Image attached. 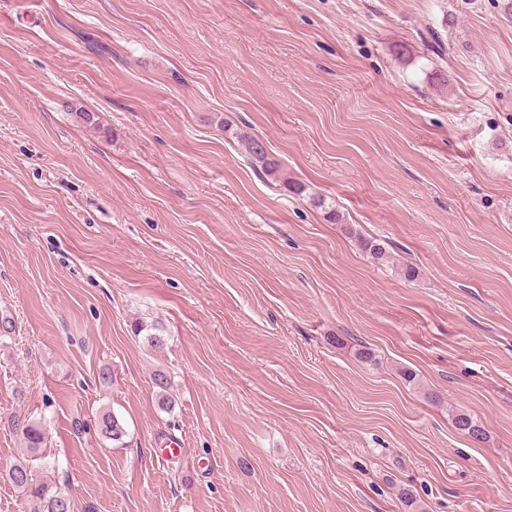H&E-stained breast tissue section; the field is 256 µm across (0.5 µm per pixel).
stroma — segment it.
<instances>
[{
    "instance_id": "obj_1",
    "label": "stroma",
    "mask_w": 512,
    "mask_h": 512,
    "mask_svg": "<svg viewBox=\"0 0 512 512\" xmlns=\"http://www.w3.org/2000/svg\"><path fill=\"white\" fill-rule=\"evenodd\" d=\"M511 1L0 0V470L21 415L74 512H512ZM247 151L254 160L261 164V168L267 176L279 175V162L270 158L265 147L258 139L253 138L248 141ZM96 432L104 439L120 442L126 434L123 420L108 409L100 410L94 419ZM21 433L25 447L31 453L46 448L47 435L44 421L27 420V423L24 422L22 425Z\"/></svg>"
}]
</instances>
